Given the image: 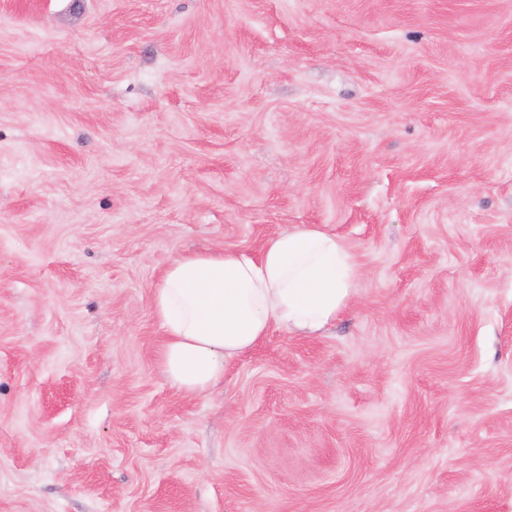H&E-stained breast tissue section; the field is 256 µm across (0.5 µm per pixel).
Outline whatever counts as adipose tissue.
Masks as SVG:
<instances>
[{"mask_svg": "<svg viewBox=\"0 0 512 512\" xmlns=\"http://www.w3.org/2000/svg\"><path fill=\"white\" fill-rule=\"evenodd\" d=\"M356 272L335 235L306 224L273 235L255 258L228 249L180 254L152 295L170 383L208 392L272 327L323 331L347 305Z\"/></svg>", "mask_w": 512, "mask_h": 512, "instance_id": "obj_1", "label": "adipose tissue"}]
</instances>
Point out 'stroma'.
<instances>
[{
	"label": "stroma",
	"mask_w": 512,
	"mask_h": 512,
	"mask_svg": "<svg viewBox=\"0 0 512 512\" xmlns=\"http://www.w3.org/2000/svg\"><path fill=\"white\" fill-rule=\"evenodd\" d=\"M359 275L210 392L186 250ZM0 512H512V0H0Z\"/></svg>",
	"instance_id": "1"
}]
</instances>
